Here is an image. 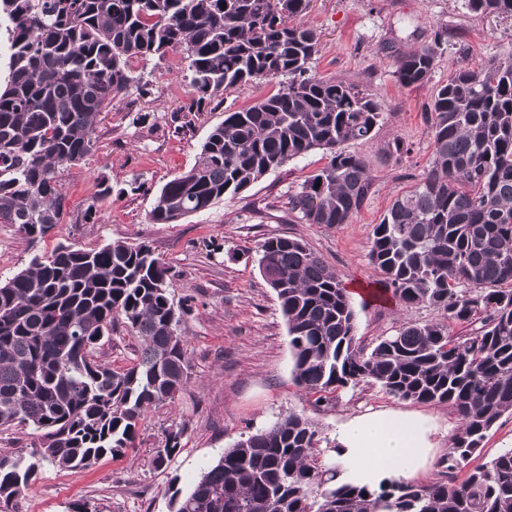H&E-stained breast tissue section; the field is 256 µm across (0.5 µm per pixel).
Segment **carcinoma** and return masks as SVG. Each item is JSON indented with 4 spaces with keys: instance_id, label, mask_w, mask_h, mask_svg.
Returning <instances> with one entry per match:
<instances>
[{
    "instance_id": "1",
    "label": "carcinoma",
    "mask_w": 512,
    "mask_h": 512,
    "mask_svg": "<svg viewBox=\"0 0 512 512\" xmlns=\"http://www.w3.org/2000/svg\"><path fill=\"white\" fill-rule=\"evenodd\" d=\"M311 0H0L7 75L0 78V224L43 239L63 223L60 169L96 145L100 114L147 85L133 58L186 61L184 124L207 101L257 79L284 89L225 114L196 163L157 192L150 220L174 224L314 151L329 162L288 194L301 224H346L372 177L343 149L368 141L382 118L376 97L310 74L319 35L297 22ZM473 12L512 20V0H467ZM446 30L402 54L405 88L431 79ZM433 159L397 195L372 231L370 263L410 306L438 318L408 320L372 346L336 271L304 242L268 237L259 269L288 325L295 380L315 402L340 388L380 385L401 401L446 405L460 428L429 485L377 489L338 484L314 462L317 426L290 412L239 440L171 512H512V448L473 464L488 432L512 414V56L461 67L430 106ZM112 196L100 180L86 208ZM170 270L146 243L57 245L0 279V430L30 428L29 456L0 453V505L32 485L43 463L87 468L134 447L147 412L173 404L189 379ZM140 344L114 367L99 358L117 325ZM461 331H454V327ZM171 431L156 450L164 466L181 450Z\"/></svg>"
}]
</instances>
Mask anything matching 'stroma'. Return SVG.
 Segmentation results:
<instances>
[{"instance_id": "1", "label": "stroma", "mask_w": 512, "mask_h": 512, "mask_svg": "<svg viewBox=\"0 0 512 512\" xmlns=\"http://www.w3.org/2000/svg\"><path fill=\"white\" fill-rule=\"evenodd\" d=\"M306 25L320 37L312 63L317 76L354 84L377 97L383 119L368 142L346 143L361 155L373 177L371 193L348 223L290 222L287 195L329 161L316 151L293 160L235 197L174 224H153L149 212L164 183L197 161L211 128L225 113L248 108L276 93L282 79H260L217 96L191 124L174 132L172 120L188 100L182 53L164 60L134 59L130 67L151 85L142 98L130 93L97 125V144L78 164L63 167L67 195L62 224L34 242L0 224V276L24 269L34 255L58 244L98 248L115 241L144 242L170 268L175 304L191 302L181 325L190 364L189 381L175 405L152 409L135 446L121 457L105 456L88 469L46 464L26 495L6 512H72L89 503L104 512H170L173 488L188 490L223 452L252 432L297 412L320 431L316 460L330 462L329 445L346 417L379 408L431 416V439L445 455L459 420L447 406L398 400L379 386L338 389L332 405L318 406L294 381L287 324L275 292L264 282L257 246L271 235L304 241L340 275L355 313L356 336L369 345L394 332L405 319H435L429 308L408 307L380 283L368 257L370 238L393 198L409 188L432 162L429 103L436 86L460 66L512 56V21L470 12L463 0H311ZM448 42L437 54L430 83L399 86L396 58L429 44L438 27ZM149 114L140 124L136 113ZM406 152H393L394 141ZM112 186L93 220L83 213L97 180ZM183 429L182 449L163 467L153 458L168 429Z\"/></svg>"}]
</instances>
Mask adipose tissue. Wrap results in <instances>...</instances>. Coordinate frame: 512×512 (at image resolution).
Returning <instances> with one entry per match:
<instances>
[{"instance_id": "obj_1", "label": "adipose tissue", "mask_w": 512, "mask_h": 512, "mask_svg": "<svg viewBox=\"0 0 512 512\" xmlns=\"http://www.w3.org/2000/svg\"><path fill=\"white\" fill-rule=\"evenodd\" d=\"M432 431L428 416L395 409L345 419L331 451L337 481L372 489L416 477L434 460Z\"/></svg>"}]
</instances>
